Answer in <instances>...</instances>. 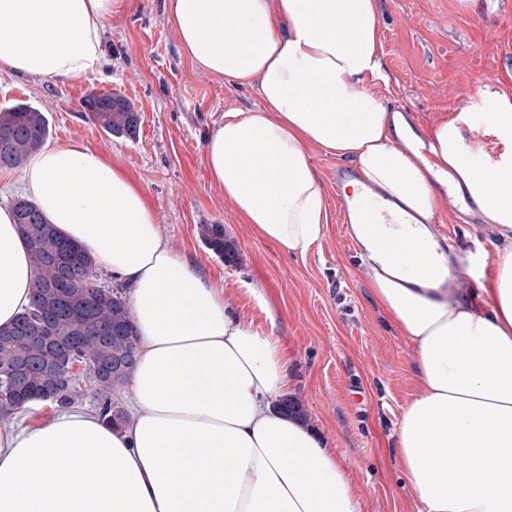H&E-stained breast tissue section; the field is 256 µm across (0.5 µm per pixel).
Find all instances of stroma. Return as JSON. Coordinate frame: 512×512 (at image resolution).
I'll return each instance as SVG.
<instances>
[{"label": "stroma", "mask_w": 512, "mask_h": 512, "mask_svg": "<svg viewBox=\"0 0 512 512\" xmlns=\"http://www.w3.org/2000/svg\"><path fill=\"white\" fill-rule=\"evenodd\" d=\"M487 0H377L389 109L416 117L417 135L452 114L512 112V17L488 12ZM91 92L127 100L139 115L136 136H115L82 106ZM28 103L49 121L46 145L81 144L121 167L144 190L160 233L202 271L239 316L275 333L291 360L285 396L308 426L325 436L354 476L367 512H415L401 485L395 429L414 398V348L377 305L360 254L350 247L329 173L340 157L310 146L327 192L328 220L319 248L305 257L256 238L208 178L204 143L230 111L260 103L254 87L217 79L182 52L165 0H120L103 33V60L66 81H41L0 66V109ZM436 222L451 227L457 252L506 245L486 222L456 224L448 205ZM205 224H220L237 245L228 263L206 244ZM259 288L267 312L254 310L240 282Z\"/></svg>", "instance_id": "stroma-1"}]
</instances>
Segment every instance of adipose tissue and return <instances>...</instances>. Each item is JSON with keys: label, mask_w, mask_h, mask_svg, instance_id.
I'll return each instance as SVG.
<instances>
[{"label": "adipose tissue", "mask_w": 512, "mask_h": 512, "mask_svg": "<svg viewBox=\"0 0 512 512\" xmlns=\"http://www.w3.org/2000/svg\"><path fill=\"white\" fill-rule=\"evenodd\" d=\"M118 5L0 0V66L50 81L84 74ZM168 12L195 65L262 100L225 113L205 143L212 183L257 238L307 256L327 222L309 146L356 165L362 267L416 349L420 391L396 430L416 512H512V246L452 260L431 226L452 181L512 232V157L484 160L462 132L512 139V113L460 112L419 139L367 84L385 77L376 0H169ZM25 184L47 221L130 289L135 416L120 431L80 409L1 426L0 512H364L336 450L272 407L289 379L279 337L231 313L169 247L136 182L72 143L35 154ZM457 262L494 275L460 294ZM36 276L0 206V328Z\"/></svg>", "instance_id": "ef3b65f1"}]
</instances>
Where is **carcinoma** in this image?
I'll return each instance as SVG.
<instances>
[{"instance_id":"carcinoma-1","label":"carcinoma","mask_w":512,"mask_h":512,"mask_svg":"<svg viewBox=\"0 0 512 512\" xmlns=\"http://www.w3.org/2000/svg\"><path fill=\"white\" fill-rule=\"evenodd\" d=\"M83 108L90 119L111 135L133 136L138 113L130 103L108 92L92 93ZM49 133L46 115L28 105L0 111V170L25 164ZM38 277L29 305L13 326L0 329V365L12 372L0 374V408L19 409L52 390L58 408H70L81 398L75 375H65L69 364L86 366L96 411L109 425L126 423L115 406L113 392L125 385L137 364L134 320L125 298L95 287V262L82 250L73 251L38 207L25 200L13 205ZM210 248L228 262L235 259L224 239V225L204 227Z\"/></svg>"}]
</instances>
